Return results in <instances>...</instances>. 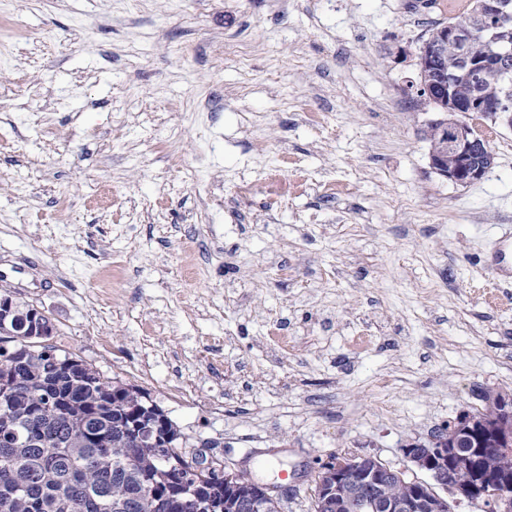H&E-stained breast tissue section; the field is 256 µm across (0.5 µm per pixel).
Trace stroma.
Masks as SVG:
<instances>
[{"label": "stroma", "instance_id": "35a3bbf8", "mask_svg": "<svg viewBox=\"0 0 512 512\" xmlns=\"http://www.w3.org/2000/svg\"><path fill=\"white\" fill-rule=\"evenodd\" d=\"M447 17L0 0V285L287 512L333 456L424 479L407 445L512 393V285L481 266L512 225V129L478 121L494 162L454 184L408 87Z\"/></svg>", "mask_w": 512, "mask_h": 512}]
</instances>
